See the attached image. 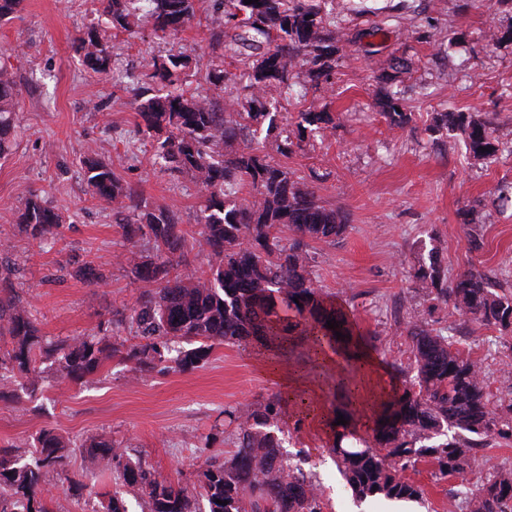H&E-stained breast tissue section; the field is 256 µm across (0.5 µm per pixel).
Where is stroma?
<instances>
[{
    "mask_svg": "<svg viewBox=\"0 0 512 512\" xmlns=\"http://www.w3.org/2000/svg\"><path fill=\"white\" fill-rule=\"evenodd\" d=\"M364 3L377 15H356L349 0H324L322 9L346 27L376 23L382 33L344 43L330 82L299 89L278 104L287 118L307 110L335 113V129L287 160L269 140L261 152L302 175L313 168L326 173L319 194L346 213L348 226L335 241L310 243L315 274L354 321L372 357L401 382L410 341L397 322L428 317L435 328L448 326L444 311L428 313L416 288L422 243L437 238L450 273L472 266L512 274V208L492 204L497 187L512 182V155L474 166L463 143L427 129L430 113L463 111L497 113L504 129L512 130V9L490 8L487 0ZM93 25L110 32L128 72L122 81L83 65L77 40ZM492 25L505 39L485 40ZM209 28L201 13L174 39H159L147 26L116 30L101 0H22L0 22V67L14 76L21 116L16 142L0 159V244L10 249L14 285L47 340L92 333L109 343L133 340V329L116 318L146 287L123 258L128 244L111 209L87 186L86 149L137 184L147 202L177 210L185 228L197 231L204 193L153 165L156 140L135 131L139 117L131 88L151 56L183 53L208 61ZM397 58L404 59L403 67H394ZM387 87L400 92L415 114L404 129H390L379 114V93ZM32 192L63 216L56 241L42 243L18 231ZM470 204L479 205L483 222L475 249L462 228ZM87 262L98 281L80 274ZM460 343L482 360L492 391L512 389L503 377L512 370V333L477 325ZM134 367L118 356L79 383L48 376L36 392L17 372L0 382V449L12 446L31 458L43 430L75 445L63 475L45 492L50 512H96L116 492L127 512L143 510L138 496L118 490L111 472H84L76 445L87 437L126 447L193 492L208 456L235 450L238 425L229 412L272 398L280 390L277 375L301 378L311 400L331 417L350 409L335 369L320 370L300 342L275 351L255 342L218 345L206 362L187 371L138 373ZM278 426L285 460L311 475L324 512H397L392 501L355 499L329 451L332 436L296 401L281 403ZM78 473L85 487L77 494L68 478ZM407 475L425 491L410 512H461L465 489L458 481L437 478L425 462Z\"/></svg>",
    "mask_w": 512,
    "mask_h": 512,
    "instance_id": "stroma-1",
    "label": "stroma"
}]
</instances>
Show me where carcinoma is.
<instances>
[{"label": "carcinoma", "mask_w": 512, "mask_h": 512, "mask_svg": "<svg viewBox=\"0 0 512 512\" xmlns=\"http://www.w3.org/2000/svg\"><path fill=\"white\" fill-rule=\"evenodd\" d=\"M212 16L209 47L220 62L197 69L214 89L246 76L236 94L217 105L189 89V58L153 56L131 89L138 102V132L158 135L154 164L177 178H188L205 192L199 209L197 235L188 236L180 215L161 205H149L139 188L118 170L87 155V181L112 210L125 239L154 242L155 252L127 257L131 273L151 284L130 308L139 342L101 345L91 334L44 341L35 320L11 280L9 260L0 259V330L11 336V347L0 350V370L29 377L32 389L45 379L40 362L54 360L56 373L79 382L121 353L139 370H154L170 360L185 371L205 362L213 343L240 344L254 338L277 349L288 337L306 334L313 345L341 351L358 360L366 355L355 324L318 288L308 242H329L343 234L347 216L327 206L313 182L288 164L269 161L252 146L253 126H266L265 138L290 158L303 149L308 136L336 126L332 112H299L280 121L269 110L268 94L289 93L297 74L311 82L327 80L341 59L346 33L329 20L316 0H104V13L115 29L128 30L132 20L154 33L175 38L198 12ZM83 64L95 73H111L117 58L108 36L95 27L78 38ZM381 115L392 129L414 120L396 94L385 91ZM19 124L15 81L0 67V156L13 145ZM429 130L446 131L461 140L470 158L482 163L502 151L512 153L492 113L436 112ZM249 197L240 198L241 188ZM136 221H129V215ZM62 217L50 202L31 194L18 224L21 233L43 241L60 235ZM293 242L280 243L282 227ZM211 257L210 272L199 276L172 274L189 249ZM423 296L447 312L448 329L459 336L470 326L512 332V281H494L486 272L469 268L448 275L431 248L429 263L415 270ZM338 324L328 328L327 321ZM342 333L337 337L335 332ZM411 340L413 380L400 386L376 417L366 438L342 432L329 451L355 497L382 496L391 501L423 499L421 485L404 472L429 460L442 477L466 486V512H512V466L491 465L474 478L477 451L493 434L512 437V397L496 396L480 360L456 346V341L427 322L404 328ZM171 339L199 346L176 357ZM281 397L246 405L230 413L238 422L237 446L229 456L214 454L207 461L201 496L209 512H322L320 491L312 478L291 467L281 453L280 439L271 431ZM39 455L20 462L0 449V512H48L43 493L60 475L68 448L45 431ZM87 469H110L138 495L148 512H191L187 490L161 477L146 461L132 459L113 443L89 438L80 445ZM221 503H216V500Z\"/></svg>", "instance_id": "carcinoma-1"}]
</instances>
